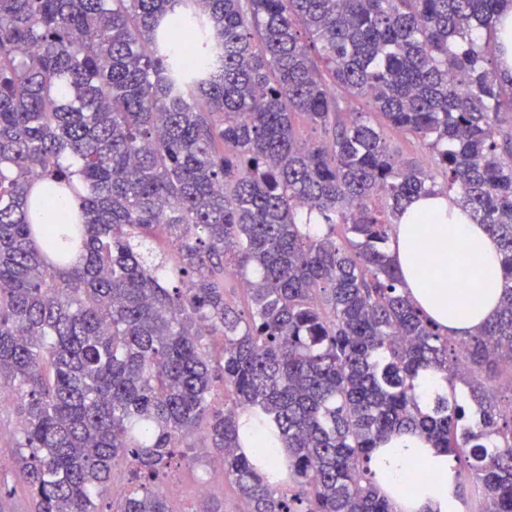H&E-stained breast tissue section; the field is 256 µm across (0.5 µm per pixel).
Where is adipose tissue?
<instances>
[{"label":"adipose tissue","instance_id":"ef3b65f1","mask_svg":"<svg viewBox=\"0 0 512 512\" xmlns=\"http://www.w3.org/2000/svg\"><path fill=\"white\" fill-rule=\"evenodd\" d=\"M390 255L402 288L448 335L493 320L502 296L500 253L485 227L441 197L417 198L395 226ZM371 468L392 512H465L450 456L412 435L375 449Z\"/></svg>","mask_w":512,"mask_h":512}]
</instances>
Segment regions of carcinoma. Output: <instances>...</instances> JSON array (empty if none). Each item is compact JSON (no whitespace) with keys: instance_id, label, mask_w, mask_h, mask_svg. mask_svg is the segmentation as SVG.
Segmentation results:
<instances>
[{"instance_id":"carcinoma-1","label":"carcinoma","mask_w":512,"mask_h":512,"mask_svg":"<svg viewBox=\"0 0 512 512\" xmlns=\"http://www.w3.org/2000/svg\"><path fill=\"white\" fill-rule=\"evenodd\" d=\"M509 8L0 0V401L34 512H98L118 462L113 512H172L155 485L194 437L244 512H392L369 463L401 433L453 456L482 512H512V414L485 383L512 366ZM421 196L499 243L501 309L471 336L402 292L389 245ZM428 370L478 419L446 394L420 409ZM243 417L272 428L288 485L241 452ZM503 33L500 35L499 42L504 43L500 47L499 57L501 58V69L512 73V11L507 12L502 20Z\"/></svg>"}]
</instances>
